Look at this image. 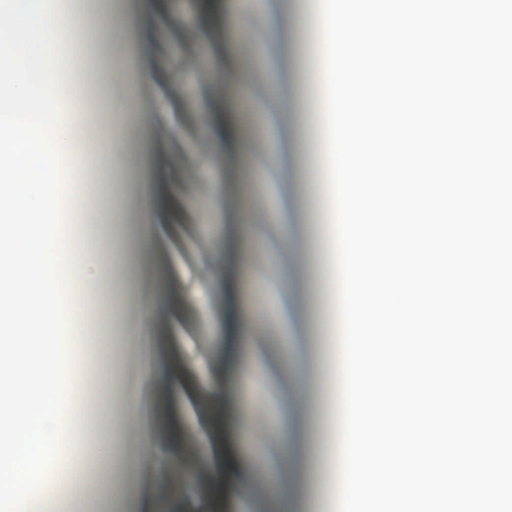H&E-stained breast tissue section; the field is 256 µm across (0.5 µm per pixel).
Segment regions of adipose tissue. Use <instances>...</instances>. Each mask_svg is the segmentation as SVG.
<instances>
[{
	"label": "adipose tissue",
	"mask_w": 512,
	"mask_h": 512,
	"mask_svg": "<svg viewBox=\"0 0 512 512\" xmlns=\"http://www.w3.org/2000/svg\"><path fill=\"white\" fill-rule=\"evenodd\" d=\"M73 19L59 0H0V501L30 512L33 474L84 486L91 449L73 447L74 404L102 416L82 386L97 349L81 296L97 292L108 244L74 255L73 208L89 182L72 137L75 101L58 85Z\"/></svg>",
	"instance_id": "adipose-tissue-1"
}]
</instances>
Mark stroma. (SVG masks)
I'll return each mask as SVG.
<instances>
[{"mask_svg":"<svg viewBox=\"0 0 512 512\" xmlns=\"http://www.w3.org/2000/svg\"><path fill=\"white\" fill-rule=\"evenodd\" d=\"M96 13L121 21L125 41L147 42L153 83L136 82L137 60L113 43L76 28L65 53L63 74L78 80L87 62L105 70L119 99L158 103L153 127L142 129L121 109H86L83 125L113 130L126 147L112 170L107 202L112 207V248L118 270H105V286L84 300L88 325L110 304L121 312L111 344L91 352L86 382L105 392L107 432L80 436L76 444L112 450L120 466L106 472L102 491H63L49 512H136L143 496L180 512H336L338 474L308 472L306 448L339 445L340 409L335 265L325 251L331 235L326 159L317 137L322 122L319 0H271L241 24L234 0H92ZM287 52L269 54L270 30ZM237 70L253 97L237 105L236 85L225 69ZM288 78L289 98L305 99L306 112L268 118L265 88L272 73ZM224 126L234 140L217 143L210 126ZM289 144L288 167L271 176L262 160ZM152 203L157 246L142 245L145 203ZM289 207L291 225L273 224L268 212ZM289 235L291 245L277 243ZM287 269L276 285L266 272ZM165 287L168 308L154 320L152 337L163 350L183 399L178 416L166 403L167 385L148 395L155 417L142 425L124 404L126 388L139 378L144 349L137 339L140 308L156 284ZM283 308L286 316L244 322L245 336L230 344L232 312ZM302 354L307 376L298 379L287 355ZM234 386L216 403L213 387ZM293 423L290 446L275 426ZM151 429L168 456L160 474L139 464L144 429ZM249 495L240 496L236 485Z\"/></svg>","mask_w":512,"mask_h":512,"instance_id":"stroma-1","label":"stroma"}]
</instances>
